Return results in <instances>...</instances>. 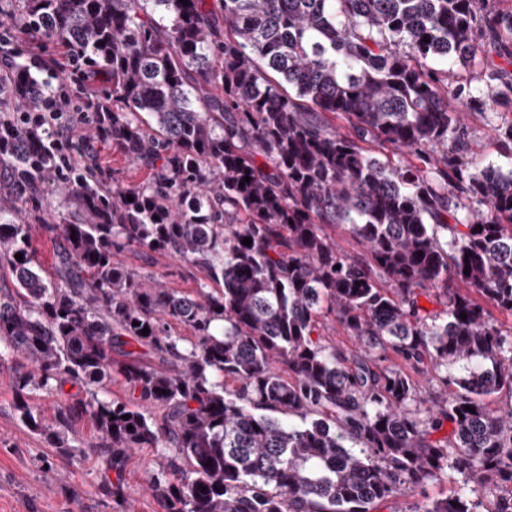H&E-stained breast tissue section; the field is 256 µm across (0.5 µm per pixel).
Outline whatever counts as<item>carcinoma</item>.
<instances>
[{
    "label": "carcinoma",
    "mask_w": 512,
    "mask_h": 512,
    "mask_svg": "<svg viewBox=\"0 0 512 512\" xmlns=\"http://www.w3.org/2000/svg\"><path fill=\"white\" fill-rule=\"evenodd\" d=\"M0 19L63 53L91 129L62 174L42 129L0 127V344L25 427L70 448L91 419L119 502L137 450L164 449L162 512H512V402L488 404L512 395V326L492 315L512 316V168L466 159L469 113L448 109H484L448 78L479 54L512 106V0H16ZM51 92L13 52L0 110ZM493 131L511 157L512 122ZM128 249L197 288L127 268ZM114 376L125 401L98 398ZM450 470L457 490L404 499ZM100 161L106 168L115 171L117 176L125 182L140 183L144 179V173L137 170L131 163L121 154L112 151L111 146L101 149ZM121 260L130 268L153 274L156 279L170 288L189 292L197 288L196 282L168 256L144 255L138 251H127Z\"/></svg>",
    "instance_id": "carcinoma-1"
}]
</instances>
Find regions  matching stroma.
Returning <instances> with one entry per match:
<instances>
[{
	"mask_svg": "<svg viewBox=\"0 0 512 512\" xmlns=\"http://www.w3.org/2000/svg\"><path fill=\"white\" fill-rule=\"evenodd\" d=\"M512 120L511 110L476 115L471 119L469 155L481 165L512 168V159L501 155L491 138L492 126ZM130 268L153 274L168 287L192 291L196 283L168 256L125 252ZM15 363L0 358V512H122L118 503L101 496L98 484L104 464L96 453V431L91 420L76 425L78 445L69 450L52 447L43 437L22 426L15 409ZM139 464L125 474V495L133 512H161L148 494L145 460L154 449L139 452Z\"/></svg>",
	"mask_w": 512,
	"mask_h": 512,
	"instance_id": "obj_1",
	"label": "stroma"
}]
</instances>
